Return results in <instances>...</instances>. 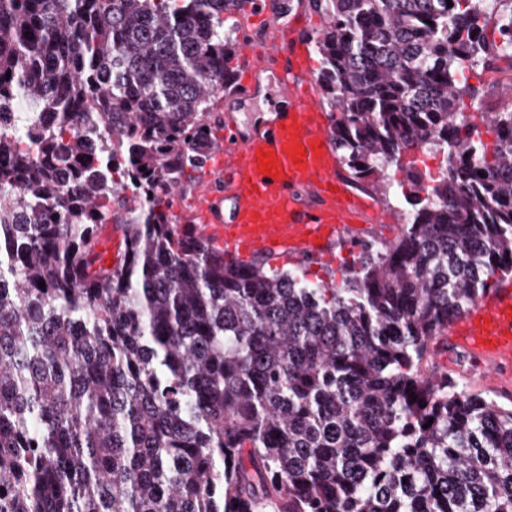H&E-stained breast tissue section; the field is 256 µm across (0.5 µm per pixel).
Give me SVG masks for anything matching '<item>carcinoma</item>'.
<instances>
[{"mask_svg": "<svg viewBox=\"0 0 512 512\" xmlns=\"http://www.w3.org/2000/svg\"><path fill=\"white\" fill-rule=\"evenodd\" d=\"M317 2L336 152L407 218L313 281L167 213L247 0H0V512H512V404L433 361L512 275V111L463 106L512 0Z\"/></svg>", "mask_w": 512, "mask_h": 512, "instance_id": "cac0c4a2", "label": "carcinoma"}]
</instances>
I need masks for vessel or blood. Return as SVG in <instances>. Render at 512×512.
<instances>
[{
	"label": "vessel or blood",
	"instance_id": "vessel-or-blood-1",
	"mask_svg": "<svg viewBox=\"0 0 512 512\" xmlns=\"http://www.w3.org/2000/svg\"><path fill=\"white\" fill-rule=\"evenodd\" d=\"M251 27L241 41L242 77L234 94L248 96L254 76L277 71L274 119L244 133L226 128L194 197L192 230L223 249L225 260L328 258L335 246L358 250L359 225L371 203L339 173L330 115L319 101L304 23L270 24L263 0L249 5ZM268 153L275 174L258 158ZM440 345L460 354L482 376L512 382V278H502L449 323Z\"/></svg>",
	"mask_w": 512,
	"mask_h": 512
}]
</instances>
